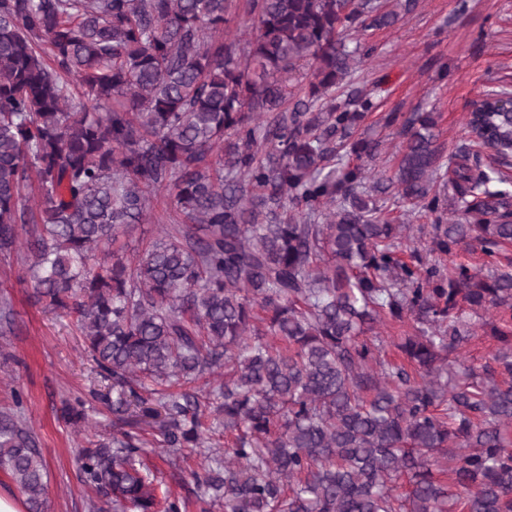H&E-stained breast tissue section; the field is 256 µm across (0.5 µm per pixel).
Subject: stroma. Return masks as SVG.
<instances>
[{
    "label": "stroma",
    "mask_w": 512,
    "mask_h": 512,
    "mask_svg": "<svg viewBox=\"0 0 512 512\" xmlns=\"http://www.w3.org/2000/svg\"><path fill=\"white\" fill-rule=\"evenodd\" d=\"M366 41L374 52L355 78L376 104L365 124L378 133L388 113L432 110L440 115V142L457 154L470 145L472 101L502 84L512 89V0H419L414 13L368 31ZM16 271L0 269L18 320L16 335L0 336V415L23 420L44 451L47 512H91L94 503L114 512L111 498L89 499L77 462L82 448L112 435V410L100 399L108 383L84 352L72 318L32 305L31 285L18 282ZM78 395L86 418L71 424L61 408Z\"/></svg>",
    "instance_id": "35a3bbf8"
}]
</instances>
